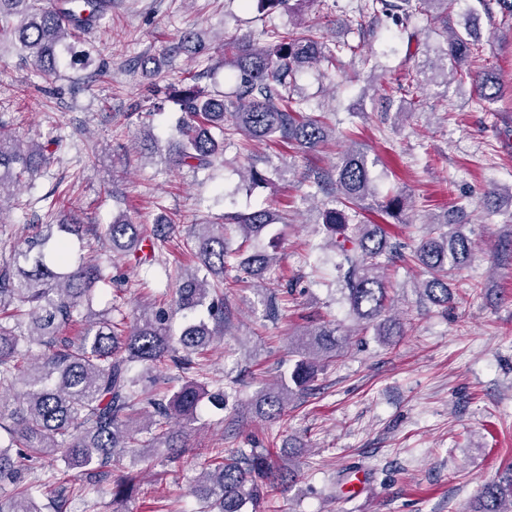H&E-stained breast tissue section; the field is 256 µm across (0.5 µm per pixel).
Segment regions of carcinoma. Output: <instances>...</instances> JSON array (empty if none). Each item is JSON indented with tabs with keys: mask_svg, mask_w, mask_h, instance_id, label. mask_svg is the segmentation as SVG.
Returning <instances> with one entry per match:
<instances>
[{
	"mask_svg": "<svg viewBox=\"0 0 512 512\" xmlns=\"http://www.w3.org/2000/svg\"><path fill=\"white\" fill-rule=\"evenodd\" d=\"M304 0H257L258 7L294 11ZM451 0H367L362 9L372 15L394 14L401 24L416 15L444 38L441 57L446 68L429 64V79L452 72L474 77L479 99L496 98L495 73L467 69L478 53V37L470 29L448 31ZM112 14V0H0V38L19 45L38 70L51 76L67 58L84 67L97 65L93 50H76L84 36ZM264 44L249 38L224 43V60L231 64L233 95L212 93L198 85L201 73L184 82L156 85L151 95L172 102L184 117L171 140L164 163L191 172L211 170L224 163V144L241 136V155L248 160V182L260 186L267 175L253 165L251 147L282 143L300 152L326 144L333 127L325 116L312 115L294 98L297 74L321 63L336 67V53L311 30L277 28L262 32ZM60 139L25 143L0 125V212L11 189L50 165ZM325 196L322 224L330 237L327 247L342 257L338 280L350 315L363 328L386 338L403 335L402 324L389 317L387 268L410 263L426 278L421 296L434 305L451 301L448 279L472 257L471 239L455 220L428 223V231L410 255L402 253L380 224L352 222V212L377 195L371 181L368 154L351 149L336 160L331 176L316 181ZM383 215L398 219L404 211L401 196L378 202ZM281 216L271 208L231 212L222 224H193L184 248L199 262L180 277L172 305L193 313L205 309L211 323L190 321L180 336L170 330L169 310L143 305L127 321L92 312L98 283L108 279L98 260L72 259L71 237H82L84 225L75 221L45 224L24 238L9 257L0 260V512H68L71 498L102 486L112 491L113 512L139 492L140 474L125 464V449L136 444L144 452L172 460L185 451L177 426L193 421L209 397L225 404L224 386L208 393L205 361L217 337L224 335V304L242 282L262 280L276 257L251 243ZM243 233L231 249L224 225ZM175 232L160 218L151 232L143 225L115 220L99 235L102 247L120 253L134 266L162 262L161 248ZM294 281L278 282L267 298L266 317L281 315L280 296H293ZM87 315H81V310ZM81 325L80 334L66 336ZM351 332L329 323L312 324L300 332L297 360L288 375L265 388L256 411L281 420L287 403L310 390L319 372L339 356ZM205 467L192 493L204 512H244L269 508L289 478L275 468L266 448H199ZM45 459L64 463L76 472L74 482L53 475L36 476ZM50 491L38 505L33 493ZM472 512H512V465L486 482Z\"/></svg>",
	"mask_w": 512,
	"mask_h": 512,
	"instance_id": "obj_1",
	"label": "carcinoma"
}]
</instances>
